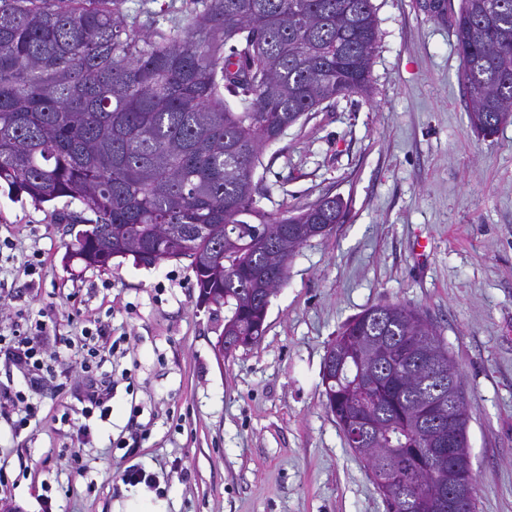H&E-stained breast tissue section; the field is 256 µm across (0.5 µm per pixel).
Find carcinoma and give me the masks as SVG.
Returning a JSON list of instances; mask_svg holds the SVG:
<instances>
[{
	"label": "carcinoma",
	"instance_id": "carcinoma-1",
	"mask_svg": "<svg viewBox=\"0 0 512 512\" xmlns=\"http://www.w3.org/2000/svg\"><path fill=\"white\" fill-rule=\"evenodd\" d=\"M124 4L0 0V183L93 214L69 251L88 266L191 259L198 298L224 299V329L255 345L266 298L324 223L311 205L266 210L256 168L303 116L367 93L372 0H190L153 32ZM454 26L470 125L492 136L512 117V0H460ZM374 309L334 340L326 407L342 431L363 413L375 424L355 450L371 474L407 477L401 449L448 439V412L426 406L458 366L421 310ZM447 482L448 458H434L414 487L382 496L386 512H432Z\"/></svg>",
	"mask_w": 512,
	"mask_h": 512
}]
</instances>
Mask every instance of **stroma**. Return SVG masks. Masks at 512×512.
<instances>
[{"label":"stroma","instance_id":"1","mask_svg":"<svg viewBox=\"0 0 512 512\" xmlns=\"http://www.w3.org/2000/svg\"><path fill=\"white\" fill-rule=\"evenodd\" d=\"M444 2L372 0L368 94L322 105L264 149L266 210L336 196L346 218L298 249L259 344L222 351L224 311L200 306L189 259L84 266L68 255L80 204L0 188V240L14 244L0 251V333L42 316L53 370L32 386L0 354V386L25 395L0 411V512H116L133 466L168 512H385L321 383L341 326L385 303L421 309L444 337L465 385L476 512H512V118L491 137L471 127L459 0ZM97 325L88 373L82 330ZM92 384L111 391L106 415L85 412ZM28 403L37 416L15 430Z\"/></svg>","mask_w":512,"mask_h":512}]
</instances>
